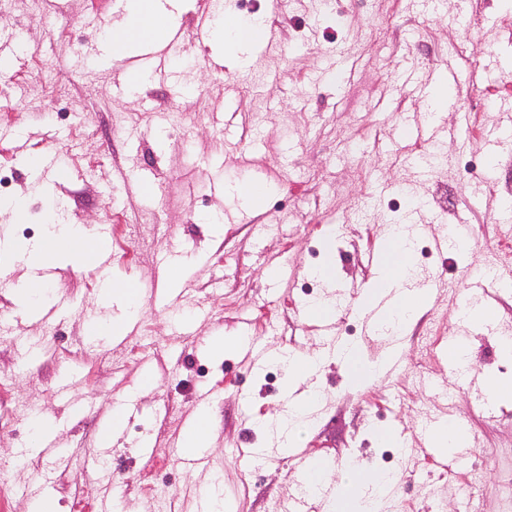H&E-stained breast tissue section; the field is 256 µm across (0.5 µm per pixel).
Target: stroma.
I'll use <instances>...</instances> for the list:
<instances>
[{"label": "stroma", "instance_id": "1", "mask_svg": "<svg viewBox=\"0 0 512 512\" xmlns=\"http://www.w3.org/2000/svg\"><path fill=\"white\" fill-rule=\"evenodd\" d=\"M222 5L273 25L275 42L243 66L217 55L196 32V11L184 12L170 78L145 77L135 93L117 97L113 87L125 62L98 64L88 56L102 44L93 18L118 19L120 0H0V43L22 36L30 44L0 75V174L8 178L0 196L26 197L28 214L21 221L0 216V232L31 241L42 235L49 212L59 224L105 228L101 246L112 255L110 275L134 284L140 304L124 347H94L83 335L86 323L126 316L123 304L102 302L98 272L60 270L49 296H66L72 307L64 319L43 323L16 306L19 274L0 265V313L9 320L0 374L10 378L0 387V512H27L22 490L35 486L45 467L38 460L22 468L14 462L16 449L29 443L27 408L58 421L56 440L70 455L54 473L57 512H94L107 490L132 512H153L161 492L167 512H193L205 474L184 467L175 443L202 388L216 395L212 468L223 476L225 497L235 512H281L298 475L291 452L270 448L256 423L281 408L284 373L269 363L254 369L236 350L215 355L210 343L236 335L249 320L265 351L325 349L301 308L309 289L325 294L312 270L329 262L335 282L347 288L337 338H353L369 359L378 358L387 340L365 335L359 311L365 298L356 289L371 281L367 254L384 249L389 224L425 226L413 255L416 285L434 286V299L406 333L399 371L356 390L342 364L324 366L318 378L323 401L300 445L329 465L338 457L375 471L394 465L402 512H512V486L463 499L468 471L440 472L423 455L425 428L452 416L468 421L477 466L512 470V398L501 401L496 420L479 417L472 391L449 372L444 356L449 337L465 336L472 374L512 380V361L500 357L497 336L465 330L455 318L468 279L491 252L507 246L508 226L491 214L498 200H512V147L492 163L484 140L503 113H512V76L494 65L496 55L512 51V11L501 0H340L329 9L320 0ZM216 57L222 70L210 65ZM332 59L351 71L340 90L324 75ZM448 67L459 80V103L443 106L438 123L467 126L468 134L461 144L442 142L433 171L423 176L412 158L424 145L407 141L399 152L388 149L405 123L427 122L425 97L399 91V78L410 73L426 86ZM145 97L166 116L164 140L156 139L141 110ZM228 102L247 138L264 141L263 151L225 149L221 123ZM48 149L59 156L58 172L33 175L28 155ZM216 157L223 162L218 192L208 177ZM132 167L151 172L149 187L128 186ZM253 181L268 182L271 193L251 210L231 189ZM217 208L223 224L203 222ZM462 216L470 252L438 253L434 238ZM337 224L344 232L330 259L323 235ZM167 252L176 253L180 266L175 283L156 266ZM175 284L188 289V301L178 309L156 306L154 293ZM185 314L198 318L189 338L171 331ZM148 366L153 386L145 393ZM65 376L89 411L74 412L55 397L54 385ZM134 390L142 416L129 425V437L152 436L154 454L114 449L109 474H101L94 458L102 422ZM387 432L407 445L408 456L387 462ZM251 444L269 448L268 466L255 468L239 456V446Z\"/></svg>", "mask_w": 512, "mask_h": 512}]
</instances>
